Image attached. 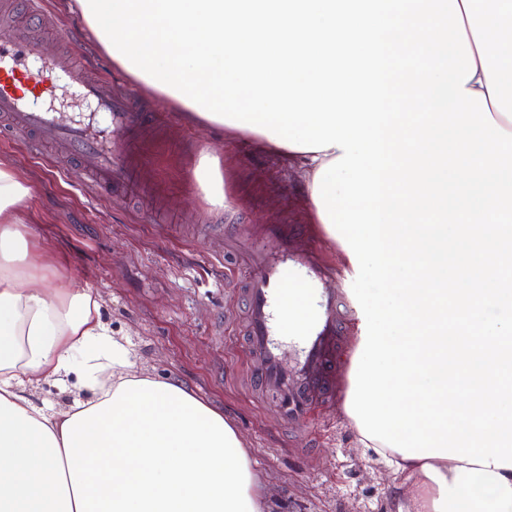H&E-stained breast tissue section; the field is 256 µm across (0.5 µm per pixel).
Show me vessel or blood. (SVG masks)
Here are the masks:
<instances>
[{"label":"vessel or blood","instance_id":"vessel-or-blood-1","mask_svg":"<svg viewBox=\"0 0 512 512\" xmlns=\"http://www.w3.org/2000/svg\"><path fill=\"white\" fill-rule=\"evenodd\" d=\"M0 10L23 17L0 36V131L32 135L35 146L76 160L97 186L139 191V173L149 163L143 139L163 126L161 116L137 91L115 92L91 77L81 54H49L36 34L39 0H0ZM62 84L105 114L106 126L58 124L45 102ZM270 238L280 240L277 251H268ZM222 240L227 254L245 252L250 262L239 291L252 386L276 394L281 423H317L325 406L345 402L351 386L354 349L342 316L347 289L328 288L336 269L323 259L320 241L302 242L288 225H265L259 235L228 232Z\"/></svg>","mask_w":512,"mask_h":512}]
</instances>
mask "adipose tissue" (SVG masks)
I'll list each match as a JSON object with an SVG mask.
<instances>
[{
	"label": "adipose tissue",
	"instance_id": "1",
	"mask_svg": "<svg viewBox=\"0 0 512 512\" xmlns=\"http://www.w3.org/2000/svg\"><path fill=\"white\" fill-rule=\"evenodd\" d=\"M484 94L512 132V0H457ZM313 186L332 147L304 152L228 126ZM30 186L0 161V512H270L249 448L223 415L172 380L133 372L130 349L85 288L45 287L24 204ZM76 382L89 401L36 403L28 388ZM393 470L397 512H512V469L407 458L365 441Z\"/></svg>",
	"mask_w": 512,
	"mask_h": 512
}]
</instances>
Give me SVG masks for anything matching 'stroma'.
I'll return each mask as SVG.
<instances>
[{"instance_id": "35a3bbf8", "label": "stroma", "mask_w": 512, "mask_h": 512, "mask_svg": "<svg viewBox=\"0 0 512 512\" xmlns=\"http://www.w3.org/2000/svg\"><path fill=\"white\" fill-rule=\"evenodd\" d=\"M58 44L75 40L116 82L126 75L91 37L66 0H42ZM152 148L150 194L123 196L88 184L74 162L37 150L23 137L0 138V159L25 176L34 242L51 258L49 287L91 289L102 320L128 345L140 374L175 378L232 422L265 480L272 512H393L390 468L362 447L344 410L322 412L329 432L282 425L272 398L250 387L243 354L234 352L230 317L240 315L236 281L226 279L215 224H305L320 235L299 174L223 128L173 126ZM218 159L233 198L213 208L197 165L204 147Z\"/></svg>"}]
</instances>
